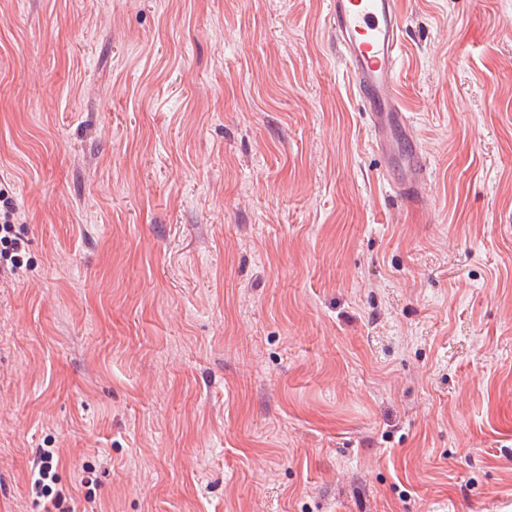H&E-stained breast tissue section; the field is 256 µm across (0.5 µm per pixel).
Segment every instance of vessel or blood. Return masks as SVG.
<instances>
[{"label":"vessel or blood","instance_id":"obj_1","mask_svg":"<svg viewBox=\"0 0 512 512\" xmlns=\"http://www.w3.org/2000/svg\"><path fill=\"white\" fill-rule=\"evenodd\" d=\"M329 23L368 116L373 146L399 176L398 190L419 207L429 182L412 122L398 93L402 24L395 0H329Z\"/></svg>","mask_w":512,"mask_h":512}]
</instances>
